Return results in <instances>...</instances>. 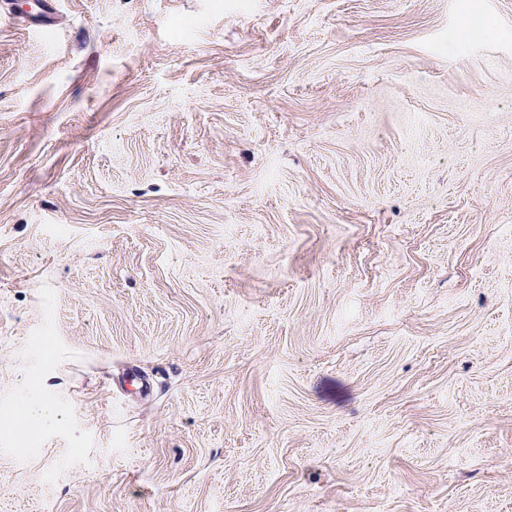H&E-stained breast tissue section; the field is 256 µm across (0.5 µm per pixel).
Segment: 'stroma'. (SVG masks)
Masks as SVG:
<instances>
[{"label": "stroma", "instance_id": "35a3bbf8", "mask_svg": "<svg viewBox=\"0 0 512 512\" xmlns=\"http://www.w3.org/2000/svg\"><path fill=\"white\" fill-rule=\"evenodd\" d=\"M58 3L0 0V512H512V0ZM55 418L54 407L48 401L37 405H26L22 413L16 417L13 428L17 434H22L35 421L53 420Z\"/></svg>", "mask_w": 512, "mask_h": 512}]
</instances>
